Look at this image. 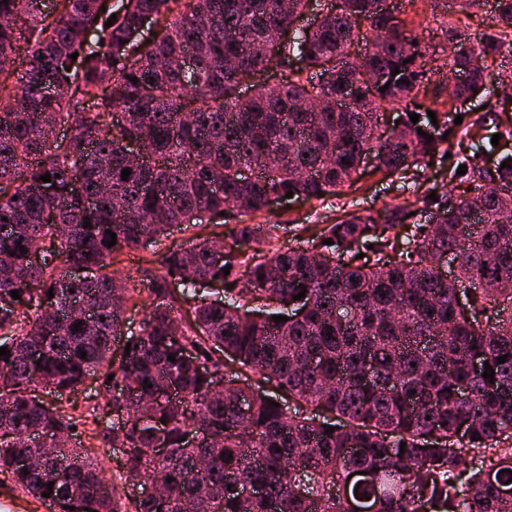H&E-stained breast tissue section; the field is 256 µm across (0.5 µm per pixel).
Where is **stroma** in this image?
<instances>
[{"label": "stroma", "mask_w": 512, "mask_h": 512, "mask_svg": "<svg viewBox=\"0 0 512 512\" xmlns=\"http://www.w3.org/2000/svg\"><path fill=\"white\" fill-rule=\"evenodd\" d=\"M387 4L396 9L406 23L409 35L417 39L421 49L441 61L445 60L450 50L447 40L449 26L465 28L476 40L483 32L489 31L493 17L490 8L467 15L461 8H446L444 0H387ZM510 72L512 59L506 58L490 66L485 90L462 107L467 120L476 119L485 109L501 110L506 117H512V88L504 86L502 82L503 75ZM494 132L491 126L473 130L471 136L452 139L446 150L455 159L477 153L488 161L494 160L502 152H512V140L492 145ZM448 181V165L444 162H433L416 182L375 170L374 166L369 165L353 185L343 187L339 194L320 200H297L288 205L278 203L262 212L235 216L234 221L238 224L279 225L278 236L272 241L274 247L303 246L313 238L321 225L336 223L343 219L346 212L354 209L379 211L387 207L405 206L413 213L412 223H420L422 197L433 190H447ZM193 235V230L174 227L166 237L154 243L124 251L116 265L121 278L142 281L149 258L165 252L171 246L188 242Z\"/></svg>", "instance_id": "1"}]
</instances>
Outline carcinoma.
Wrapping results in <instances>:
<instances>
[{
  "label": "carcinoma",
  "mask_w": 512,
  "mask_h": 512,
  "mask_svg": "<svg viewBox=\"0 0 512 512\" xmlns=\"http://www.w3.org/2000/svg\"><path fill=\"white\" fill-rule=\"evenodd\" d=\"M494 3V30L474 46L449 28L456 49L438 64L386 0H331L308 30L296 22L309 0H60L53 15L44 0L0 2V475L56 512H348L347 500L366 498L376 512H512L501 496L512 488V153L452 170L471 188L424 203L428 223L411 226L397 260L388 250L401 206L355 210L316 245L256 247L239 260L221 253L225 241L257 244L282 226L196 236L162 254L146 289L106 271L124 250L197 225L201 210L258 213L289 191L332 195L367 150L389 172L442 153L467 129L437 108L432 124L413 92L446 69L461 78L437 82L435 99L482 89L483 61L512 55V0ZM147 15L163 26L145 52L131 35ZM20 42L27 67L17 78ZM294 58L304 68H291ZM270 67L288 77L237 95ZM50 73L62 86L46 85ZM62 123L65 141L53 130ZM131 142L144 158L128 157ZM351 250L365 257L330 263ZM69 266L96 274L67 280ZM205 281L228 285L224 299L203 297ZM144 292L147 313L125 336L126 306ZM288 308L299 315L272 320ZM118 339L131 347L116 359ZM476 359L494 379L473 370ZM231 362L251 372L240 388L225 377ZM88 380L109 394L88 417L127 449L124 481L162 473L172 478L162 497H125L88 454L47 450L80 421L42 394ZM120 413L123 431L105 423ZM20 455L31 459L25 470ZM355 472L371 479L352 482ZM254 485L261 494L243 497Z\"/></svg>",
  "instance_id": "1"
}]
</instances>
